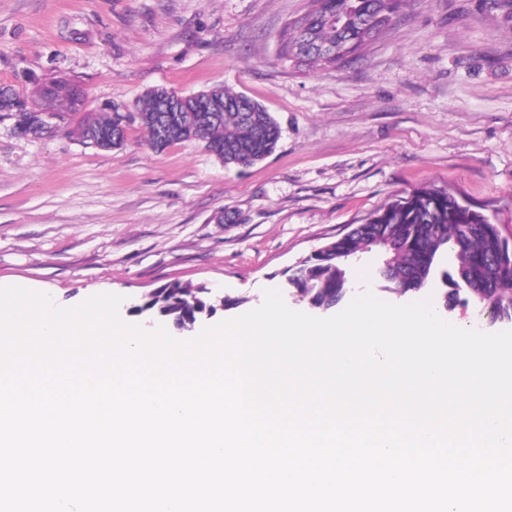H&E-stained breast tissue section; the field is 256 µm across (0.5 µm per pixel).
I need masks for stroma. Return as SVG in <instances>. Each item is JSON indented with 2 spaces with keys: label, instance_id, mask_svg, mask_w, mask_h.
Here are the masks:
<instances>
[{
  "label": "stroma",
  "instance_id": "35a3bbf8",
  "mask_svg": "<svg viewBox=\"0 0 512 512\" xmlns=\"http://www.w3.org/2000/svg\"><path fill=\"white\" fill-rule=\"evenodd\" d=\"M309 0H0V86L82 92L79 112L40 139L0 117V286L60 306L137 301L180 281L239 299L202 326L286 291L299 261L421 189H444L512 240V25L485 0H407L399 23L346 67L280 54ZM221 85L277 120L275 152L227 167L203 141L157 153L139 125L103 151L74 134L108 103L150 89Z\"/></svg>",
  "mask_w": 512,
  "mask_h": 512
}]
</instances>
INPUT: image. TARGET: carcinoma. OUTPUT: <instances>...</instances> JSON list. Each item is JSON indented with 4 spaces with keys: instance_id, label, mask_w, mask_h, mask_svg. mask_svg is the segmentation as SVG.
<instances>
[{
    "instance_id": "cac0c4a2",
    "label": "carcinoma",
    "mask_w": 512,
    "mask_h": 512,
    "mask_svg": "<svg viewBox=\"0 0 512 512\" xmlns=\"http://www.w3.org/2000/svg\"><path fill=\"white\" fill-rule=\"evenodd\" d=\"M404 2L312 0L313 7L284 30L283 56L308 68L347 63L371 39L397 24ZM487 7L503 22L512 23V0H487ZM318 43L336 48V57L312 52ZM211 91L220 111L200 110L194 99L187 98V111L173 113L174 122L164 136L156 122L160 98L168 94L163 87L148 91L134 115L105 108L89 116L77 127L76 136L86 146L93 137L107 151L120 149L129 127L137 122L156 152L196 139L226 166H247L272 154L281 131L270 113L222 85L212 86ZM39 96L62 122L66 113L79 111V89L63 81L43 86ZM0 112L16 122L12 130L19 136L40 138L49 133L41 113L24 111V95L10 87H0ZM449 250L455 263L445 269L442 259ZM372 252L380 256L382 266L375 279L392 294L419 292L439 275L450 285L449 300L443 304L464 293L493 318L512 321V242L501 236L489 216L440 189L417 191L378 210L366 223L303 260L288 277L289 284L311 308L332 309L349 297L357 259ZM147 303L178 327L193 326L200 315L215 309L203 287L179 281L150 295Z\"/></svg>"
}]
</instances>
